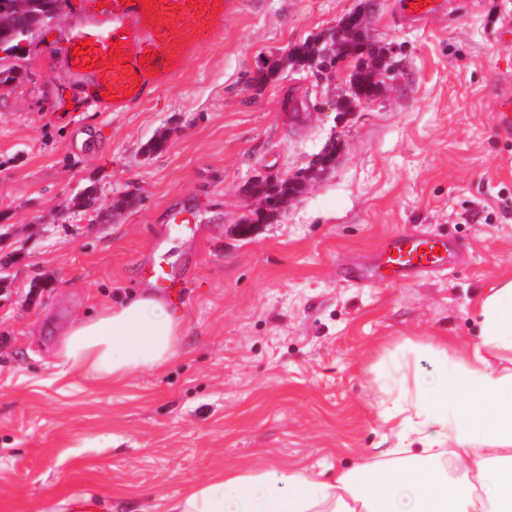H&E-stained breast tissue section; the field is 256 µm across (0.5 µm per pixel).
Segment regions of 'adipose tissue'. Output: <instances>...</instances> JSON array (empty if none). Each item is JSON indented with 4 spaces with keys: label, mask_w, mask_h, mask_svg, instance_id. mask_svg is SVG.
<instances>
[{
    "label": "adipose tissue",
    "mask_w": 512,
    "mask_h": 512,
    "mask_svg": "<svg viewBox=\"0 0 512 512\" xmlns=\"http://www.w3.org/2000/svg\"><path fill=\"white\" fill-rule=\"evenodd\" d=\"M481 341L449 358L446 340L418 345L437 366L416 381L415 363L397 365L399 386L383 417L403 441L385 458L333 474L274 467L232 468L191 486L167 512H512V279L477 311ZM183 322L150 291L102 308L66 332L62 365L96 383L139 370L163 372L178 355Z\"/></svg>",
    "instance_id": "ef3b65f1"
}]
</instances>
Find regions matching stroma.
Instances as JSON below:
<instances>
[{"mask_svg": "<svg viewBox=\"0 0 512 512\" xmlns=\"http://www.w3.org/2000/svg\"><path fill=\"white\" fill-rule=\"evenodd\" d=\"M400 0H244L144 102L89 103L62 64L74 26L107 21L65 0L0 83V512L90 493L99 512H166L224 468L333 466L397 447L379 415L411 346L479 340L482 299L512 276V0H453L416 26ZM389 50L377 101L340 112L355 60L330 73L265 61L326 35L359 6ZM164 150L150 151L157 138ZM336 159L287 207L245 188ZM189 221L175 224L173 210ZM399 233L447 237V266L357 287ZM159 294L185 326L161 375L95 384L63 372V334L100 302Z\"/></svg>", "mask_w": 512, "mask_h": 512, "instance_id": "stroma-1", "label": "stroma"}]
</instances>
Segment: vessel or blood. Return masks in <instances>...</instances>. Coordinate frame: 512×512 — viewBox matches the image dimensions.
<instances>
[{
	"instance_id": "obj_1",
	"label": "vessel or blood",
	"mask_w": 512,
	"mask_h": 512,
	"mask_svg": "<svg viewBox=\"0 0 512 512\" xmlns=\"http://www.w3.org/2000/svg\"><path fill=\"white\" fill-rule=\"evenodd\" d=\"M240 6V0H154L144 10L140 0H112L108 26H78L68 34L64 57L71 72L87 79L93 103H108L124 111L142 101L161 80L180 73L193 42L206 39ZM447 0H426L425 5L402 4L411 21L438 17ZM118 56H111V48ZM446 238L397 234L381 247L382 265L391 280L446 265Z\"/></svg>"
}]
</instances>
